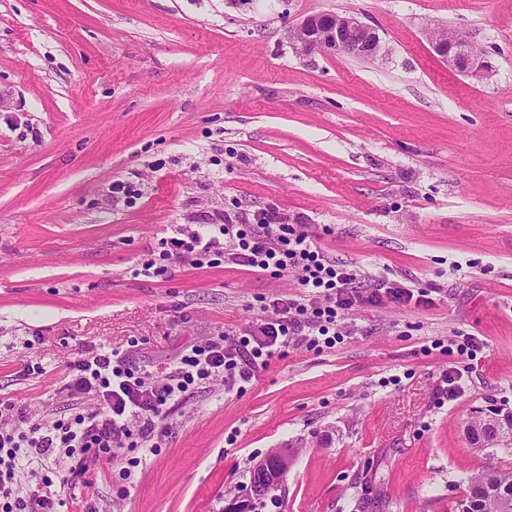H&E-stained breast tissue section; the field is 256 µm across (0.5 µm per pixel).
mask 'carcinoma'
<instances>
[{"instance_id":"carcinoma-1","label":"carcinoma","mask_w":512,"mask_h":512,"mask_svg":"<svg viewBox=\"0 0 512 512\" xmlns=\"http://www.w3.org/2000/svg\"><path fill=\"white\" fill-rule=\"evenodd\" d=\"M470 443L481 450L512 449V423L492 425L484 418L467 423ZM282 471L274 462L264 474H252L255 493L262 496L278 485ZM454 512H512V466L496 463L467 478L466 494L456 504Z\"/></svg>"}]
</instances>
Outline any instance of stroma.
<instances>
[{
    "label": "stroma",
    "instance_id": "stroma-1",
    "mask_svg": "<svg viewBox=\"0 0 512 512\" xmlns=\"http://www.w3.org/2000/svg\"><path fill=\"white\" fill-rule=\"evenodd\" d=\"M321 12L357 15L383 56L299 54L289 29ZM433 28L488 76L449 68ZM255 211L430 303L355 306L335 348L196 390L130 479L92 463L64 512H224L276 451L278 504L252 512H453L493 460L466 422L512 412V0H0V403L53 421L79 346L171 369L299 294L188 260L140 274L163 238ZM429 39L437 54L448 64L465 76L482 78L490 70L485 56L477 52L462 36L447 37L442 32L430 31Z\"/></svg>",
    "mask_w": 512,
    "mask_h": 512
}]
</instances>
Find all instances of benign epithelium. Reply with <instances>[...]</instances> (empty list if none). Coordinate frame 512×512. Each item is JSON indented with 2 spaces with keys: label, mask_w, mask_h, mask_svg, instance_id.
Returning a JSON list of instances; mask_svg holds the SVG:
<instances>
[{
  "label": "benign epithelium",
  "mask_w": 512,
  "mask_h": 512,
  "mask_svg": "<svg viewBox=\"0 0 512 512\" xmlns=\"http://www.w3.org/2000/svg\"><path fill=\"white\" fill-rule=\"evenodd\" d=\"M288 39L303 55L314 50L373 60L381 51V40L376 30L353 14L310 15L289 31ZM429 39L448 66L463 75L482 78L489 72L490 63L465 38L431 31Z\"/></svg>",
  "instance_id": "benign-epithelium-1"
}]
</instances>
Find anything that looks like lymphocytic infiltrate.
<instances>
[{
  "mask_svg": "<svg viewBox=\"0 0 512 512\" xmlns=\"http://www.w3.org/2000/svg\"><path fill=\"white\" fill-rule=\"evenodd\" d=\"M211 255L262 275L295 276L301 292L265 302L264 317L245 332L231 330L191 345L161 377L115 353L78 349L68 390L80 399L98 396L94 411L21 426L7 423L13 406L0 403V512H55L63 489L86 476L87 458L112 460L120 450L144 447L170 404L187 400L196 386L216 380L228 391L244 386L288 348L335 347L343 335L341 322L353 306L414 298L413 289L381 280L363 287L362 274L331 260L304 225L281 224L265 212L228 215L205 233L165 238L157 259L143 263L141 272L162 276L176 260L189 257L200 266ZM24 449L38 457L63 455L67 464L56 477L23 485Z\"/></svg>",
  "mask_w": 512,
  "mask_h": 512,
  "instance_id": "obj_1",
  "label": "lymphocytic infiltrate"
}]
</instances>
